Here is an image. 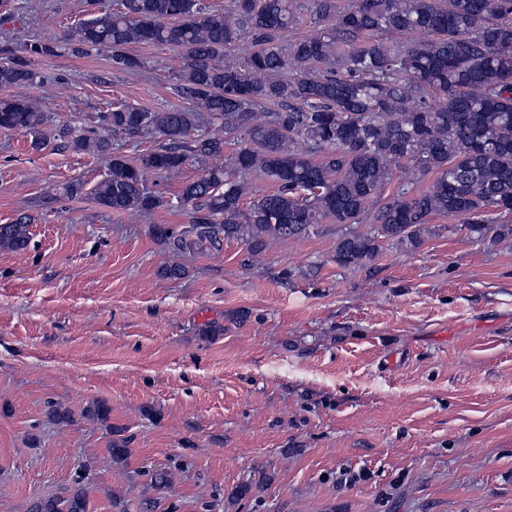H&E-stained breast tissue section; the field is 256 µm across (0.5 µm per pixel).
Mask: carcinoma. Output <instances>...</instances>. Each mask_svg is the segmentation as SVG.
Segmentation results:
<instances>
[{"instance_id": "1", "label": "carcinoma", "mask_w": 512, "mask_h": 512, "mask_svg": "<svg viewBox=\"0 0 512 512\" xmlns=\"http://www.w3.org/2000/svg\"><path fill=\"white\" fill-rule=\"evenodd\" d=\"M99 6L85 0L91 18L69 36L73 51L95 49L133 71L141 60L129 46L168 47L180 58L173 90L186 101L164 111L122 104L82 134L62 129L72 150L110 157L94 189L99 204L150 212L165 200L146 173L174 177L190 157L225 159L180 191L188 227L155 226L171 252L241 239L259 253L267 238L308 234L326 219L376 225L339 238L333 259L345 268L373 262L384 240L420 244L435 216L463 217L480 240L512 233L486 218L489 210L512 214V0H309L321 32L292 38L288 31L303 22L295 0H230L222 11L203 0ZM411 33L423 39L400 40ZM245 40L251 52L229 61ZM0 53V86L31 84L33 58L54 55L56 44ZM47 122L37 102L0 98L1 131L29 135L38 148ZM137 135L160 145L132 164L112 146ZM230 141L237 148L226 158ZM403 162L397 188L384 194ZM253 173L274 189L245 208ZM427 176L432 183L414 190ZM29 242L26 218L0 224V248ZM73 483L69 496L39 498L31 512H87L84 476Z\"/></svg>"}]
</instances>
